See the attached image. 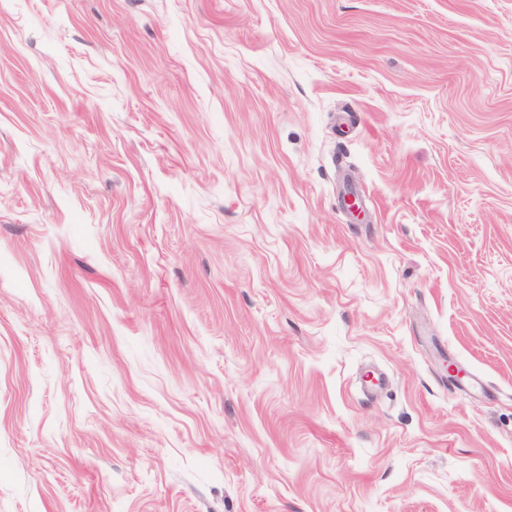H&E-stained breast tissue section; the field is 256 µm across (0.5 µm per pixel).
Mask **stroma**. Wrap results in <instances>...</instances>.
<instances>
[{"instance_id":"obj_1","label":"stroma","mask_w":512,"mask_h":512,"mask_svg":"<svg viewBox=\"0 0 512 512\" xmlns=\"http://www.w3.org/2000/svg\"><path fill=\"white\" fill-rule=\"evenodd\" d=\"M0 512H512V0H0Z\"/></svg>"}]
</instances>
